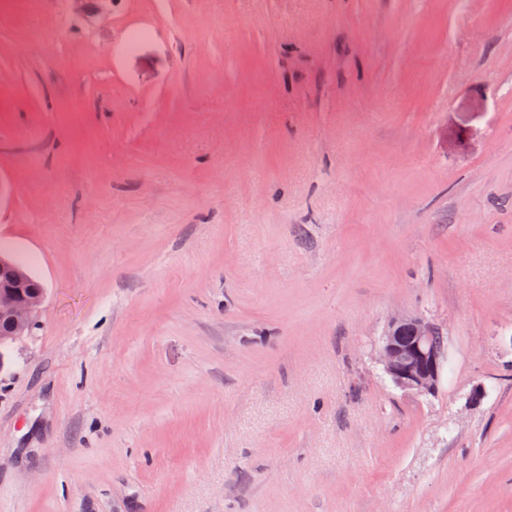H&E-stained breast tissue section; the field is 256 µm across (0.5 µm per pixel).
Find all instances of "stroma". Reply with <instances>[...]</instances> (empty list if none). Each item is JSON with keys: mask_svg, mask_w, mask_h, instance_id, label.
Masks as SVG:
<instances>
[{"mask_svg": "<svg viewBox=\"0 0 512 512\" xmlns=\"http://www.w3.org/2000/svg\"><path fill=\"white\" fill-rule=\"evenodd\" d=\"M0 249V512H512V0H0ZM11 259L16 266L0 262V344L8 352L31 333L46 295L43 283L22 272L19 268L31 274L23 263ZM438 327L421 317H392L377 348L378 361L391 383L417 395L434 393L446 357Z\"/></svg>", "mask_w": 512, "mask_h": 512, "instance_id": "1", "label": "stroma"}]
</instances>
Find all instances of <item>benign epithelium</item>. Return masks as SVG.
<instances>
[{"mask_svg": "<svg viewBox=\"0 0 512 512\" xmlns=\"http://www.w3.org/2000/svg\"><path fill=\"white\" fill-rule=\"evenodd\" d=\"M46 295L43 283L17 266L0 262V344L6 350L31 333ZM438 327L421 317H393L377 348L391 383L417 395L435 392L446 357L435 344Z\"/></svg>", "mask_w": 512, "mask_h": 512, "instance_id": "benign-epithelium-1", "label": "benign epithelium"}]
</instances>
